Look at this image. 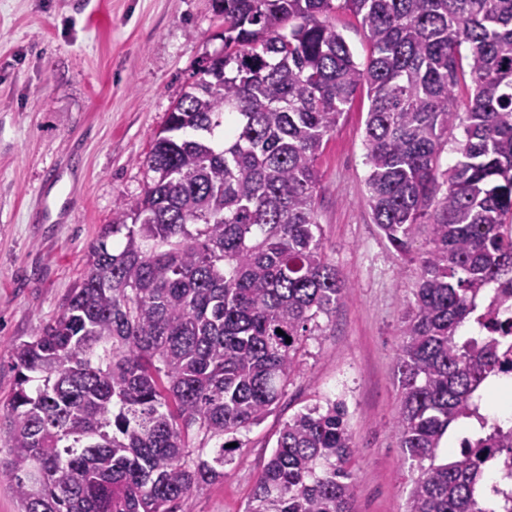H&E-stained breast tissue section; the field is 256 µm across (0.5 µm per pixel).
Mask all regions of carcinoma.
I'll list each match as a JSON object with an SVG mask.
<instances>
[{"instance_id":"obj_1","label":"carcinoma","mask_w":512,"mask_h":512,"mask_svg":"<svg viewBox=\"0 0 512 512\" xmlns=\"http://www.w3.org/2000/svg\"><path fill=\"white\" fill-rule=\"evenodd\" d=\"M219 2L224 54L167 114L142 195L112 212L60 314L12 349L20 512H187L224 480L307 337L350 298L316 189L361 89L367 203L418 265L396 362L395 431L416 469L405 512H495L480 453L512 452V428L486 425L483 388L506 362L496 340L460 331L495 323L489 285L512 284V0ZM337 10L365 31L366 63L328 20ZM457 127L459 160L442 171ZM346 415L327 400L288 418L246 512H352ZM467 419L481 433L445 450Z\"/></svg>"}]
</instances>
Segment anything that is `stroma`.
Returning a JSON list of instances; mask_svg holds the SVG:
<instances>
[{
  "instance_id": "35a3bbf8",
  "label": "stroma",
  "mask_w": 512,
  "mask_h": 512,
  "mask_svg": "<svg viewBox=\"0 0 512 512\" xmlns=\"http://www.w3.org/2000/svg\"><path fill=\"white\" fill-rule=\"evenodd\" d=\"M223 30L217 0H0V408L13 345L60 313L113 211L141 196V161ZM368 108L357 93L318 162L319 223L351 298L308 337L300 373L190 512H244L283 423L328 399L344 402L356 448L353 512L405 510L414 472L394 428L395 370L417 269L365 202ZM46 196L68 204L64 222L39 223Z\"/></svg>"
}]
</instances>
